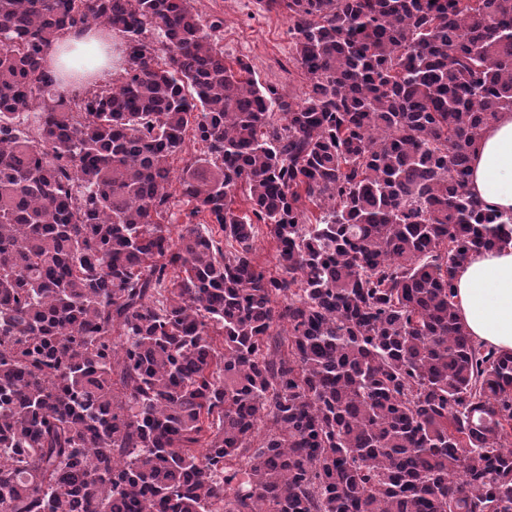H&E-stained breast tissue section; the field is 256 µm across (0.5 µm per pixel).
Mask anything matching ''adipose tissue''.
<instances>
[{"label": "adipose tissue", "instance_id": "obj_1", "mask_svg": "<svg viewBox=\"0 0 512 512\" xmlns=\"http://www.w3.org/2000/svg\"><path fill=\"white\" fill-rule=\"evenodd\" d=\"M105 49L96 30L69 34L49 45L44 65L101 72ZM470 190L487 207L512 212V113H500L478 140ZM457 314L476 342L512 352V240L474 253L456 273Z\"/></svg>", "mask_w": 512, "mask_h": 512}]
</instances>
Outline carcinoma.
<instances>
[{"label": "carcinoma", "mask_w": 512, "mask_h": 512, "mask_svg": "<svg viewBox=\"0 0 512 512\" xmlns=\"http://www.w3.org/2000/svg\"><path fill=\"white\" fill-rule=\"evenodd\" d=\"M192 2L0 0V512H512V353L454 288L512 239L469 190L512 0H258L288 101ZM93 26L127 67L68 99ZM97 28L83 34L70 33L49 45L44 54V65L56 71L61 64L78 70H90L96 78L109 69H102L106 63L105 49L98 38ZM81 61V62H80ZM203 151V145L194 140L192 131H188L185 137V143L182 151L174 154L170 159V169L172 176V186L170 188V192L173 193L172 202L174 206H172V211L178 212L179 209L185 208L181 202L180 195L178 194V183L176 181V177L180 174L183 167L194 157L198 156ZM255 260L265 271L276 274L279 272L276 267L275 248L265 232L261 231L255 239Z\"/></svg>", "instance_id": "obj_1"}]
</instances>
